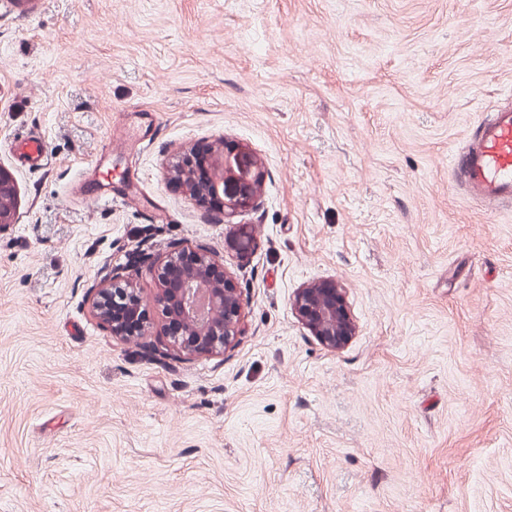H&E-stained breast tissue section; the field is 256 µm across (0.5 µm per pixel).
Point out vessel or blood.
I'll list each match as a JSON object with an SVG mask.
<instances>
[{"instance_id": "obj_1", "label": "vessel or blood", "mask_w": 512, "mask_h": 512, "mask_svg": "<svg viewBox=\"0 0 512 512\" xmlns=\"http://www.w3.org/2000/svg\"><path fill=\"white\" fill-rule=\"evenodd\" d=\"M112 144H104L91 164L81 172L72 192L89 196L95 204L108 207L113 182L127 186L139 183L136 169H116ZM19 155L25 164L39 165L45 159L46 145L36 135L19 142ZM452 179L462 193L491 211H512V106H499L485 113L475 133L448 159Z\"/></svg>"}]
</instances>
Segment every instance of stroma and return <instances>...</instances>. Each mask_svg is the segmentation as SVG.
Listing matches in <instances>:
<instances>
[{
    "label": "stroma",
    "mask_w": 512,
    "mask_h": 512,
    "mask_svg": "<svg viewBox=\"0 0 512 512\" xmlns=\"http://www.w3.org/2000/svg\"><path fill=\"white\" fill-rule=\"evenodd\" d=\"M512 102V0H0V512H512V213L452 182ZM127 110L159 128L117 167L137 205L68 200ZM46 142L23 167L15 140ZM221 138L270 178L209 216L172 155ZM249 227L254 248L227 241ZM223 259L236 347L168 348L149 261ZM139 269L144 336L92 290ZM335 281L353 334L293 297ZM18 191L14 178L0 166V231L14 224ZM293 309L300 321L327 346L339 347L352 336L348 304L341 288L331 280H320L298 291Z\"/></svg>",
    "instance_id": "obj_1"
}]
</instances>
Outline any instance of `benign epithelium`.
<instances>
[{
  "label": "benign epithelium",
  "instance_id": "7a95c632",
  "mask_svg": "<svg viewBox=\"0 0 512 512\" xmlns=\"http://www.w3.org/2000/svg\"><path fill=\"white\" fill-rule=\"evenodd\" d=\"M169 181L193 205L235 217L256 208L266 181L263 161L238 141L222 139L201 142L180 151L173 159ZM18 191L14 178L0 167V230L14 223ZM253 236L242 226L232 246L237 253L248 252ZM193 260L182 263V253L158 262L154 277L157 302L168 325L179 328L169 341L182 353L210 355L233 346L243 320L242 298L224 263L205 253L192 252ZM94 312L114 336L143 334L148 310L139 297L133 277L112 276L109 286L96 292ZM293 309L300 321L322 343L336 348L353 333L352 320L342 289L331 280H320L297 292Z\"/></svg>",
  "mask_w": 512,
  "mask_h": 512
}]
</instances>
